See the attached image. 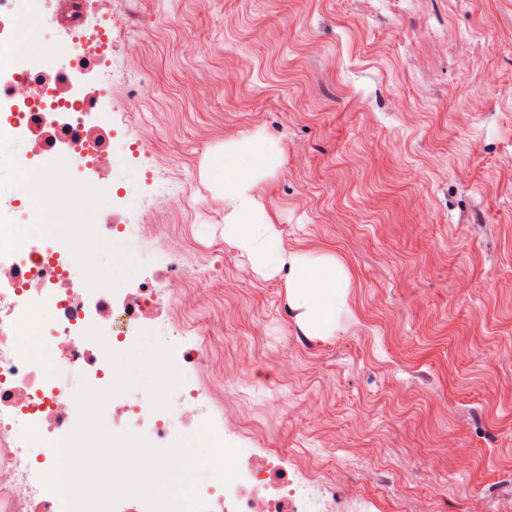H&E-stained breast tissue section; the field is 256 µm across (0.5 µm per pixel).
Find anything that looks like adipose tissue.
<instances>
[{
  "mask_svg": "<svg viewBox=\"0 0 512 512\" xmlns=\"http://www.w3.org/2000/svg\"><path fill=\"white\" fill-rule=\"evenodd\" d=\"M277 148L256 136L224 146V202L230 212L224 237L246 256L251 266L270 269L288 263V293L305 310L308 330L315 336L331 335L342 316L350 314L348 296L352 275L339 259L322 255H283L272 220L253 191L276 170Z\"/></svg>",
  "mask_w": 512,
  "mask_h": 512,
  "instance_id": "ef3b65f1",
  "label": "adipose tissue"
}]
</instances>
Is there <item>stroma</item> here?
<instances>
[{
    "mask_svg": "<svg viewBox=\"0 0 512 512\" xmlns=\"http://www.w3.org/2000/svg\"><path fill=\"white\" fill-rule=\"evenodd\" d=\"M116 11L141 54L112 73V130L137 139L130 105L163 115L140 205L190 192L214 274L198 317L260 373L227 400L277 420L266 447L336 449L344 512L366 495L424 512L435 482V512H512V0H97L87 19ZM251 135L281 152L255 195L284 253L352 273L333 335L307 331L287 268L254 270L224 239L211 164ZM165 252L147 244L139 282L186 273Z\"/></svg>",
    "mask_w": 512,
    "mask_h": 512,
    "instance_id": "stroma-1",
    "label": "stroma"
}]
</instances>
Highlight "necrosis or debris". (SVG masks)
Wrapping results in <instances>:
<instances>
[{"label":"necrosis or debris","mask_w":512,"mask_h":512,"mask_svg":"<svg viewBox=\"0 0 512 512\" xmlns=\"http://www.w3.org/2000/svg\"><path fill=\"white\" fill-rule=\"evenodd\" d=\"M43 0H0L8 31L0 40V171L14 185L0 188V512H62L57 495L40 474L55 464L52 442L69 436L78 421L74 394L81 383L109 387L114 369L105 351L130 350L140 332L167 320L162 342L174 348L184 376L170 407L153 409L140 387L107 403L103 420L115 434L129 432L165 448L178 437L212 423L219 439L233 445L239 413L204 409L202 396L223 404L229 386L251 371L250 361L225 366L216 349L224 323L192 320L213 294L201 269L170 287L168 306L154 288H131L132 258L157 237L175 260L188 259V245L172 207L142 211L134 192L113 193L115 177L128 168L115 153L112 115L98 112L111 99V85L82 93L81 70L101 66L112 48V32L79 24L66 50L72 65L63 75L49 68L47 52L31 22ZM104 176L101 183L75 182L76 167ZM27 210L30 223L15 221ZM101 330L104 343L85 336ZM196 341L183 342L185 332ZM35 427L41 443L22 438ZM238 476L230 485L204 478L199 492L208 512H334L328 488L333 469L311 454L273 452L255 459L242 448Z\"/></svg>","instance_id":"4bbe7bcc"}]
</instances>
